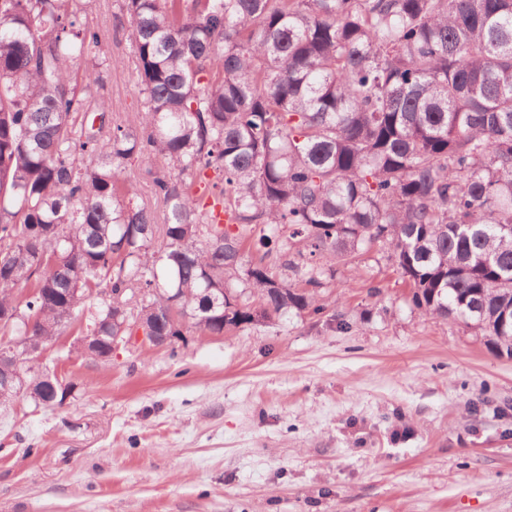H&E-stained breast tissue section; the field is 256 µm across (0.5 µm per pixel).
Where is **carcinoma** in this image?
<instances>
[{"mask_svg":"<svg viewBox=\"0 0 512 512\" xmlns=\"http://www.w3.org/2000/svg\"><path fill=\"white\" fill-rule=\"evenodd\" d=\"M92 2L0 0L8 342L53 344L65 312L108 342L133 288L181 298L174 336L334 321L314 289L382 244L414 308L512 357V0H123L145 101L128 125L101 94ZM27 381L37 407L71 395ZM124 176L131 177L134 181H136L138 185V197L135 199V202L139 205H148L157 209V213L159 215V222L162 221V213L161 209L157 206L156 201L151 193V176L146 172V168L144 165H141L138 162H133L132 166H128L126 168V172Z\"/></svg>","mask_w":512,"mask_h":512,"instance_id":"obj_1","label":"carcinoma"}]
</instances>
